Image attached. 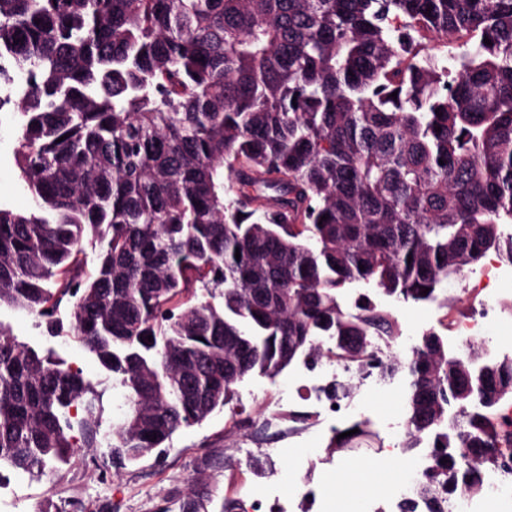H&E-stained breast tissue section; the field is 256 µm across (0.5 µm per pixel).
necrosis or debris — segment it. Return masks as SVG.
<instances>
[{"mask_svg":"<svg viewBox=\"0 0 512 512\" xmlns=\"http://www.w3.org/2000/svg\"><path fill=\"white\" fill-rule=\"evenodd\" d=\"M473 291L466 315L443 321L449 341L464 349L484 345L492 349L494 356L512 358V341L498 336L495 329L506 309L512 307V269H501L497 261H490ZM410 347V337L391 341L377 336L370 353L361 360L330 359L320 374L305 379L306 398L313 406V423L289 422L278 407L265 418L268 428L287 440L312 435L322 425L336 429L349 418L364 414L368 397L399 389L400 384L390 378L387 365ZM405 426V421L398 418L389 422L388 445L364 457V464L372 469L382 468L390 458H398L399 471L385 490L370 493L360 501L361 512H403L401 505L406 501L413 503L414 512H512V458L484 467L482 491L474 496L463 486L453 485L451 475L432 480L430 449H422L413 457L401 455L400 439ZM326 490V483H305L293 501L284 504L276 500L267 505L255 498L249 505L236 506L235 512H317Z\"/></svg>","mask_w":512,"mask_h":512,"instance_id":"obj_1","label":"necrosis or debris"}]
</instances>
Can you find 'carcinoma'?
<instances>
[{
    "label": "carcinoma",
    "instance_id": "1",
    "mask_svg": "<svg viewBox=\"0 0 512 512\" xmlns=\"http://www.w3.org/2000/svg\"><path fill=\"white\" fill-rule=\"evenodd\" d=\"M0 58L24 83L31 197L0 202V308L54 336L69 303L125 390L120 461L323 340L356 360L400 336L366 294L349 311L353 286L433 304L489 252L512 262V0H0ZM429 336L391 367L409 376L402 447H435L477 493L489 451L512 448L482 398L512 399V359L473 366ZM101 426L80 370L0 327V469L51 477ZM372 437L358 421L329 447Z\"/></svg>",
    "mask_w": 512,
    "mask_h": 512
}]
</instances>
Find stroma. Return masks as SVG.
<instances>
[{
  "label": "stroma",
  "mask_w": 512,
  "mask_h": 512,
  "mask_svg": "<svg viewBox=\"0 0 512 512\" xmlns=\"http://www.w3.org/2000/svg\"><path fill=\"white\" fill-rule=\"evenodd\" d=\"M16 127L10 113L0 112V202L23 212L30 198L16 173L13 158ZM0 325L19 340L52 348L81 369L100 395L103 424L99 447L82 450L62 466L54 480L26 475L22 484L0 490V512H183L195 500L198 512H223L228 497L287 496L289 468L301 465L299 450L269 456L245 443L263 431L264 409L278 395H298L294 369L276 379L254 375L236 388L224 409L201 424L184 428L162 454L134 463L113 460L107 445L113 421L123 411V391L74 338L70 329L49 336L34 315L0 310Z\"/></svg>",
  "instance_id": "35a3bbf8"
}]
</instances>
